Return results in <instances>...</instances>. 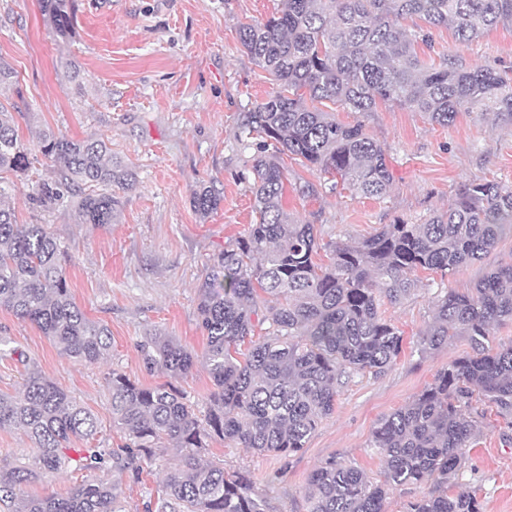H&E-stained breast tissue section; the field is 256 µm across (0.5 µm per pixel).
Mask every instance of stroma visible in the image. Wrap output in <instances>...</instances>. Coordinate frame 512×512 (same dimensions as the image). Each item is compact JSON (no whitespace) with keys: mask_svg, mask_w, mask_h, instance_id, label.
Returning <instances> with one entry per match:
<instances>
[{"mask_svg":"<svg viewBox=\"0 0 512 512\" xmlns=\"http://www.w3.org/2000/svg\"><path fill=\"white\" fill-rule=\"evenodd\" d=\"M281 0H75L74 29L56 38L40 0H0V59L17 73L13 87L0 90L11 107L21 142L30 148L25 177L0 173V198L21 224H44L70 259L69 285L90 319L105 323L112 348L104 360L81 366L61 356L30 322L0 310V336L14 356L0 357V392L14 393L27 366L86 404L99 418L97 443L116 447L105 378L120 370L141 385L167 383L168 376L145 369L138 344L160 329L203 352L206 338L197 325V287L214 254L246 233L255 221L254 196L244 177L249 155L236 139L238 127L273 85L269 75L242 49L237 27L265 21ZM432 58L455 55L475 67H512V26L494 27L467 47L447 28L435 30ZM77 64L79 81L69 66ZM324 111L344 123L361 122L387 155L392 183L380 199L332 193L319 172L287 160L285 207L293 222L315 225L321 244H354L381 225L421 224L446 210L462 183L512 181V124L492 113H459L443 127L407 108L378 106L351 112L331 102ZM45 129L83 139L108 141L114 158L132 167L133 188L119 194L112 224H81L72 208L45 209L32 199L34 187L53 175L35 152ZM214 180L224 189L218 211L200 219L190 205L193 189ZM313 185L315 193L300 195ZM512 260V236L476 264L449 279L420 272L419 288L380 310L404 333V351L378 377L356 379L340 393L332 415L323 419L305 448L288 458L259 454L211 440L204 462L247 474L266 495L270 512H307V479L322 461L338 457L370 481L384 465L369 448L373 429L419 394L448 362L469 353L466 337L419 353L417 343L432 320L438 282L463 291L486 271ZM472 415L483 435L464 466L448 478L449 495H474L483 512H512V425L483 396H473ZM183 467L180 453L161 448L142 482L117 470L107 474L121 487L127 512L144 505L167 477Z\"/></svg>","mask_w":512,"mask_h":512,"instance_id":"35a3bbf8","label":"stroma"}]
</instances>
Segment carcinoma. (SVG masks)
<instances>
[{
	"label": "carcinoma",
	"mask_w": 512,
	"mask_h": 512,
	"mask_svg": "<svg viewBox=\"0 0 512 512\" xmlns=\"http://www.w3.org/2000/svg\"><path fill=\"white\" fill-rule=\"evenodd\" d=\"M42 8L55 33L70 36L73 0H42ZM412 17L428 29L403 27ZM500 24H512V0H282L266 21L239 25L242 48L276 89L246 113L237 135L251 152L256 220L212 257L198 286L204 352L149 332L139 344L143 364L171 381L145 387L116 369L108 373L112 427L124 434L115 448L91 445L98 417L38 369L27 370L15 394L0 393V429H19L33 444L31 464H0V512H126L121 489L105 478L75 484L62 497H35L28 487L69 469L112 467L140 481L158 448L176 449L187 470L170 476L145 512H269L247 476L199 463L206 442L218 438L285 459L300 452L343 388L366 374H384L402 354L404 335L380 314L381 299L399 303L418 288V272L444 279L512 234V185L470 181L425 223L384 224L356 244L334 246L329 263L318 265L315 225L293 223L283 205L284 157L326 176L331 191L380 198L391 185L384 149L362 123H341L313 102L352 112L390 104L441 126L477 107L512 120L511 68H467L454 56L435 66L420 56V46L432 48V28L452 29L467 47ZM37 148L56 176L37 185L36 201L48 208L75 197L79 223H112L121 204L112 188H132L135 174L112 160L107 142L48 130ZM29 166L12 113L0 104V171L21 175ZM223 201L224 189L214 181L200 184L191 198L203 219ZM0 308L35 325L78 364H96L112 347L108 326L76 304L54 235L44 224L16 223L1 203ZM506 322H512L511 262L470 290L437 295L419 351L465 336L472 353L449 362L374 428L369 447L383 460L382 480L372 482L331 457L309 476L308 512H386L388 496L400 487L448 483L481 439L473 395L512 416V344L495 347L491 339ZM199 361L213 385L202 418L175 385ZM79 441L87 447H74ZM481 510L469 494L430 492L408 512Z\"/></svg>",
	"instance_id": "obj_1"
}]
</instances>
